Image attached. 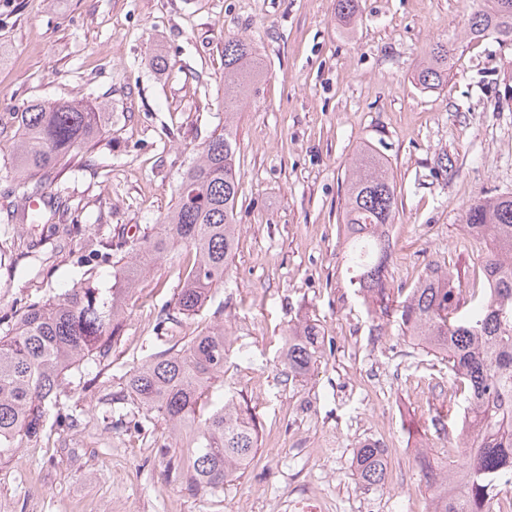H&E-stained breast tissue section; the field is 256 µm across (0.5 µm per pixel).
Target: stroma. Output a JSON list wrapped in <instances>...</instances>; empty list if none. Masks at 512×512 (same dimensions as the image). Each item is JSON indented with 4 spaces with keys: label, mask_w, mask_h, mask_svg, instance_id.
<instances>
[{
    "label": "stroma",
    "mask_w": 512,
    "mask_h": 512,
    "mask_svg": "<svg viewBox=\"0 0 512 512\" xmlns=\"http://www.w3.org/2000/svg\"><path fill=\"white\" fill-rule=\"evenodd\" d=\"M479 0H0V321L112 265L172 206L182 172L224 122V41L249 38L265 67L236 117L238 246L229 275L198 314L160 323L182 263L160 259L130 301L112 354L73 379L40 442L0 461V512H286L308 487L328 512H430L414 462L452 448L466 399L446 361L369 311L350 285L341 222L347 170L364 147L387 162L398 212L390 288L409 290L435 263L483 291L482 243L465 212L512 193V46L470 39ZM452 70L437 88L413 76L434 42ZM163 58V69L153 62ZM91 98L104 114L42 197L65 201L48 224L10 223L16 114L34 101ZM453 169L438 171V157ZM316 323L322 357L282 374L296 321ZM223 325L232 340L217 394L232 390L259 422V445L223 491L202 495L169 472L180 450L160 418L106 394L158 351ZM386 448L384 483L352 460Z\"/></svg>",
    "instance_id": "obj_1"
}]
</instances>
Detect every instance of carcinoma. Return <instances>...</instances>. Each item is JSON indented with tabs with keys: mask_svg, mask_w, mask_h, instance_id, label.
<instances>
[{
	"mask_svg": "<svg viewBox=\"0 0 512 512\" xmlns=\"http://www.w3.org/2000/svg\"><path fill=\"white\" fill-rule=\"evenodd\" d=\"M358 0H336V17L349 24ZM469 36L512 44V0H486L473 12ZM448 45L430 46L416 72L433 88L448 80ZM262 68L251 40L224 41V126L213 131L181 177L172 209L113 266L112 287L100 288L90 274L44 303L20 308L0 330V460L23 441L38 442L48 409L59 404L69 378L85 362L109 356L123 327L128 301L151 264L190 252L172 310L163 320L198 312L224 276L237 249L236 208L239 149L234 124L245 98L257 88ZM92 102L34 103L17 113L12 149L15 189L23 197L42 190L71 153L99 132ZM398 211L387 165L372 154L352 159L343 211L345 261L350 284L375 303L381 316L399 312L400 327L417 345L448 359V370L467 389L468 405L457 434L462 452L442 465L420 448L415 462L433 500L432 512H494V490L512 483V195L478 198L466 210L469 233L483 241L481 268L488 285L483 300L458 313L466 289L460 278L429 264L418 282L396 302L387 288L391 240L386 233ZM323 336L314 324L288 329L282 353L288 377L303 378L322 355ZM230 339L224 327L192 337L179 350L153 355L129 374L117 401L161 418L186 449L173 471L195 491L224 488L248 465L258 448L253 410L234 393L219 403L210 394L224 376ZM385 449L365 442L356 450L355 472L368 485L383 482Z\"/></svg>",
	"mask_w": 512,
	"mask_h": 512,
	"instance_id": "1",
	"label": "carcinoma"
}]
</instances>
